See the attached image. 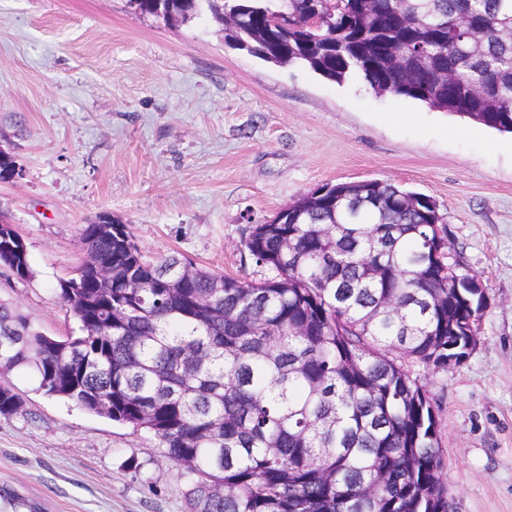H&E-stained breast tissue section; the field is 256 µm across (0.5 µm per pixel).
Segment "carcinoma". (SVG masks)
<instances>
[{"instance_id": "1", "label": "carcinoma", "mask_w": 512, "mask_h": 512, "mask_svg": "<svg viewBox=\"0 0 512 512\" xmlns=\"http://www.w3.org/2000/svg\"><path fill=\"white\" fill-rule=\"evenodd\" d=\"M179 27L207 11L224 42L512 133V0H129ZM423 194L328 185L248 229L264 277L147 260L127 225H83L93 266L60 297L54 339L0 304V373L144 430L189 477L190 512H448L435 409L409 365L468 355L481 321ZM0 265L32 276L0 240ZM22 401L0 389V417Z\"/></svg>"}]
</instances>
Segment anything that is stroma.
I'll list each match as a JSON object with an SVG mask.
<instances>
[{
    "instance_id": "stroma-1",
    "label": "stroma",
    "mask_w": 512,
    "mask_h": 512,
    "mask_svg": "<svg viewBox=\"0 0 512 512\" xmlns=\"http://www.w3.org/2000/svg\"><path fill=\"white\" fill-rule=\"evenodd\" d=\"M0 145L22 169L0 182V210L33 272L0 266V302L59 340L78 331L59 283L99 214L147 258L251 281L249 226L301 194L377 179L432 198L487 309L458 365L412 372L435 402L450 512H512V134L265 63L206 12L170 28L127 0H0ZM1 385L24 408L0 417V512H188L156 438L25 376Z\"/></svg>"
}]
</instances>
